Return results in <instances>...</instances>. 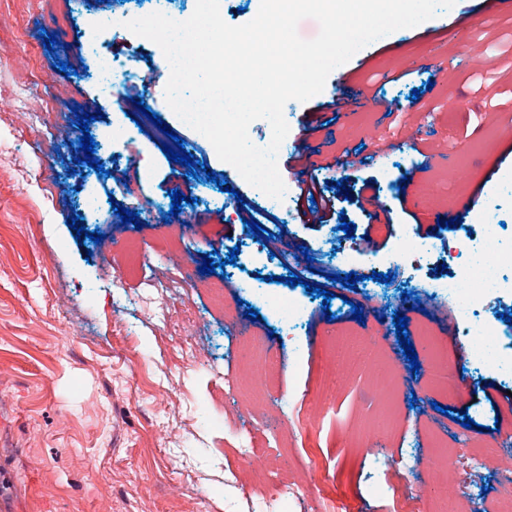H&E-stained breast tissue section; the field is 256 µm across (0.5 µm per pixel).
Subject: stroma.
I'll return each mask as SVG.
<instances>
[{
	"label": "stroma",
	"mask_w": 512,
	"mask_h": 512,
	"mask_svg": "<svg viewBox=\"0 0 512 512\" xmlns=\"http://www.w3.org/2000/svg\"><path fill=\"white\" fill-rule=\"evenodd\" d=\"M53 8L54 0L38 7L0 0V507L323 512L332 503L340 512H400L417 493L420 512H432L436 448L512 435V377L458 353L445 322L459 312L430 289L453 262L450 248L472 231L476 209L494 207L503 237H512V197L500 192L501 178L512 174V12L456 0L438 17L358 51L309 101H288L289 152L317 147L325 163L347 156L336 175L352 195L336 200L335 215L321 224L306 223L305 200L291 197L278 213L279 232L258 237L242 203L220 185L255 203L260 195L169 108L162 50L124 28L143 16L140 4L72 0L65 27L53 23ZM464 13L473 15L471 27L436 35L440 23ZM108 15L117 24L93 35L132 83L105 98L84 43L87 18ZM46 32L57 39L54 49L45 47ZM62 61L73 75L59 69ZM376 95L396 113L374 110ZM143 104L160 124L143 116ZM81 110L96 116L89 129L100 173L78 161ZM320 116L329 129L307 133L308 120ZM169 130L205 171L193 175L167 159ZM378 141L386 153L375 154ZM425 159L428 181H413ZM210 171L215 181H207ZM366 181L392 210L386 229L369 225L356 202ZM88 182L100 195L94 213L83 203ZM174 190L187 199L175 216ZM119 206L136 211L137 223H122ZM74 216L86 237L71 229ZM344 220L368 232L379 251L346 236ZM95 230L103 235L96 244L88 238ZM407 230L430 246L429 260L379 265ZM206 261L223 264L222 273H201ZM288 270L301 285L281 282ZM376 270L392 283L374 280ZM351 272L361 277L355 288L336 286L335 275ZM308 282L332 292L329 308L307 294ZM260 287L297 299L302 320L287 326L257 296ZM423 298L434 312L421 310ZM398 312L416 372L397 341ZM343 333L364 338L381 358L361 363L335 400L306 419L324 377L325 343ZM427 335L443 339L449 362L461 366L460 398L429 388ZM246 336L280 358L262 396L241 383ZM487 381L496 385L490 402ZM463 416L474 427L461 426ZM253 442L280 457L286 476L311 484L314 497L288 500L278 483L259 481L241 455ZM455 476L476 493L470 512H492L505 480L497 464L460 462Z\"/></svg>",
	"instance_id": "stroma-1"
}]
</instances>
